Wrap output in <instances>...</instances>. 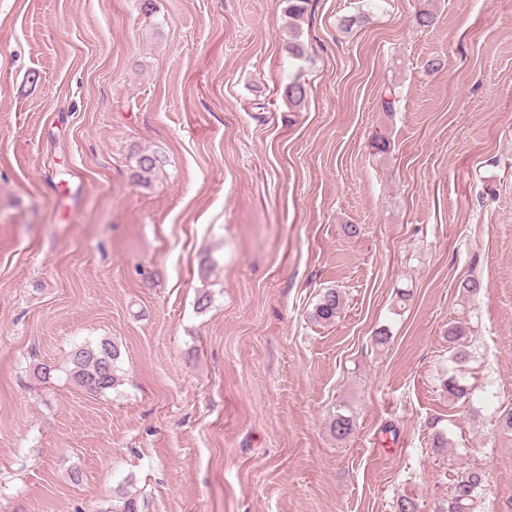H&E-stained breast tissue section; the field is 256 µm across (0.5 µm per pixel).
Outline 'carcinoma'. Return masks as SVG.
<instances>
[{"label":"carcinoma","mask_w":512,"mask_h":512,"mask_svg":"<svg viewBox=\"0 0 512 512\" xmlns=\"http://www.w3.org/2000/svg\"><path fill=\"white\" fill-rule=\"evenodd\" d=\"M308 0H288V58H304L305 45L299 39L297 21L306 10ZM285 96L295 107L304 105L308 92L305 84L295 79L285 87ZM163 166V160L154 153H142L135 160L134 177L141 184H148ZM344 297L336 288L324 291L312 313L316 322L332 323L341 313ZM469 328L457 323L448 326V353L456 367L461 368L470 359L468 345ZM121 352L118 345L109 338H100L75 347L65 367L67 380L94 393H105L114 389L121 382L118 362ZM448 399L460 401L471 395V388L464 378L454 371L443 381ZM448 498L439 501L432 512H476L477 503L482 493L485 476L477 469L448 474ZM102 512H140L137 498L127 492L119 491L107 502ZM395 512H423L419 500L406 493L397 497Z\"/></svg>","instance_id":"carcinoma-1"}]
</instances>
